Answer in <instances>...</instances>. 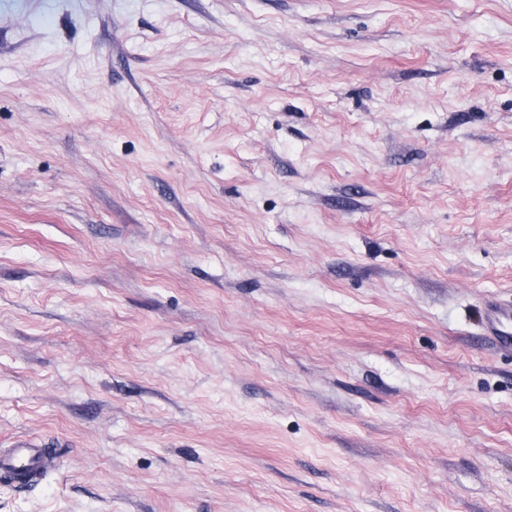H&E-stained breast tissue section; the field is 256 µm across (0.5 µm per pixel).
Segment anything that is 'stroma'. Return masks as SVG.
Returning a JSON list of instances; mask_svg holds the SVG:
<instances>
[{"label":"stroma","instance_id":"stroma-1","mask_svg":"<svg viewBox=\"0 0 512 512\" xmlns=\"http://www.w3.org/2000/svg\"><path fill=\"white\" fill-rule=\"evenodd\" d=\"M0 0V512H512V0ZM484 333L495 340L498 347L512 354V300L504 303L496 299L484 302L480 310ZM60 456L51 457L41 445L18 436L7 450H0V474L9 475L18 487H29L36 477L60 466Z\"/></svg>","mask_w":512,"mask_h":512}]
</instances>
